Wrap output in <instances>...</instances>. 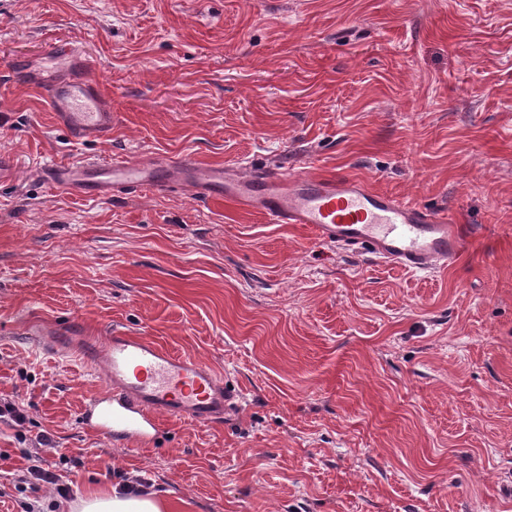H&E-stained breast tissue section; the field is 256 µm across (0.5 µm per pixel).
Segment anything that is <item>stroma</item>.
Returning a JSON list of instances; mask_svg holds the SVG:
<instances>
[{"label": "stroma", "mask_w": 512, "mask_h": 512, "mask_svg": "<svg viewBox=\"0 0 512 512\" xmlns=\"http://www.w3.org/2000/svg\"><path fill=\"white\" fill-rule=\"evenodd\" d=\"M62 41L96 63L111 140L75 139L28 79ZM185 155L347 173L469 242L414 273L229 202L33 176ZM4 161L0 400L26 424L0 423V512H72L15 491L20 432L76 498L132 473L167 512H512V0H0ZM116 328L206 360L235 410L97 437L82 359Z\"/></svg>", "instance_id": "stroma-1"}]
</instances>
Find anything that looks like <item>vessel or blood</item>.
Instances as JSON below:
<instances>
[{
	"label": "vessel or blood",
	"mask_w": 512,
	"mask_h": 512,
	"mask_svg": "<svg viewBox=\"0 0 512 512\" xmlns=\"http://www.w3.org/2000/svg\"><path fill=\"white\" fill-rule=\"evenodd\" d=\"M78 63V74L44 86L57 123L79 140L107 139L116 115L75 45L54 49ZM55 189L101 200L117 192L187 190L197 199L222 198L273 224H307L323 242L342 250L367 249L379 261L412 271L454 263L467 245L460 225L430 210L374 190L349 175L248 171L236 163L130 160L47 163L37 172ZM87 362L99 366L107 389L85 403L82 422L107 441L150 442L161 417L199 425L223 422L230 399L211 366L161 348L150 336L112 331L91 348Z\"/></svg>",
	"instance_id": "1"
}]
</instances>
